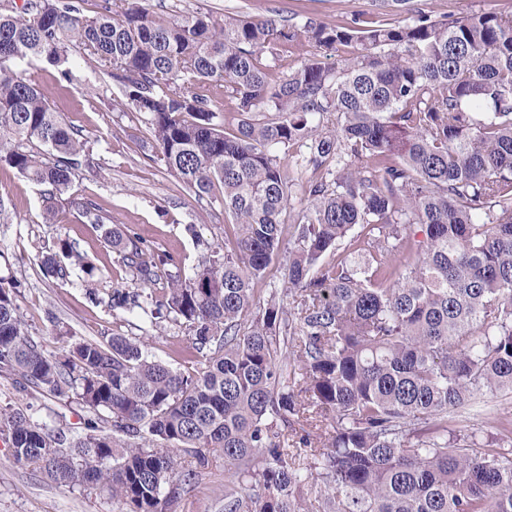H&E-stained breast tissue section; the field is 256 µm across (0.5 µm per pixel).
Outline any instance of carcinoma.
Returning a JSON list of instances; mask_svg holds the SVG:
<instances>
[{
	"instance_id": "cac0c4a2",
	"label": "carcinoma",
	"mask_w": 512,
	"mask_h": 512,
	"mask_svg": "<svg viewBox=\"0 0 512 512\" xmlns=\"http://www.w3.org/2000/svg\"><path fill=\"white\" fill-rule=\"evenodd\" d=\"M122 2L93 16L72 0L0 11V164L45 187L55 222L86 145L5 62L69 80L78 44L143 116L168 174L198 199L220 187L234 219L224 256L165 288L170 255L104 231L137 281L113 287L109 307L174 315L205 367L174 371L143 336L47 353L0 280V373L91 414L72 441L0 409V439L58 484L107 491L119 512H173L214 451L230 472L224 512H512V417L491 442L448 436L472 395L512 391V15L446 20L381 0L390 12L351 26L233 13L161 23ZM306 43L315 52L285 72L263 64ZM199 84L224 87L235 128ZM291 149L315 173L294 215L279 161ZM289 217L284 287L259 302ZM342 245L360 262L321 263ZM63 257L93 274L65 240L45 272L66 277ZM308 484L311 502L298 495Z\"/></svg>"
}]
</instances>
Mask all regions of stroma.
<instances>
[{
	"mask_svg": "<svg viewBox=\"0 0 512 512\" xmlns=\"http://www.w3.org/2000/svg\"><path fill=\"white\" fill-rule=\"evenodd\" d=\"M434 16L461 17L487 11L512 14V0H415ZM150 16L179 21L199 14L215 17L241 12L250 17L274 16L304 24L316 19L349 24L357 13L371 14V0H139ZM71 80L43 64L31 65L50 106L80 132L89 163L78 171L58 202L56 223L44 221L41 186L15 169L0 166V197L7 216L0 219V278L20 284L19 311L43 348L56 352L78 342H104L110 336L150 335V353L170 368L192 372L200 366L188 354L190 337L174 320L151 324L143 314L112 312L107 303L94 304L87 289L107 296L112 286L134 287L131 272L104 243V225L129 227L147 245L174 258L171 274L190 277L205 257L197 239L223 244L232 221L219 205L195 198L183 184L167 175L154 158L152 142L137 113L123 107L121 88L102 70L71 57ZM103 224H95V217ZM66 240L95 267L94 276L73 271L61 281L44 273L41 260ZM20 408L50 423L66 435L83 432L88 418L76 404L34 391L16 389L0 375V407ZM512 416L511 393L476 395L465 413L450 418L454 432L476 433L488 441L491 421ZM224 455H209V466L194 489L182 494L174 512H224ZM104 492L84 485L61 486L32 465L18 463L0 442V512H116Z\"/></svg>",
	"mask_w": 512,
	"mask_h": 512,
	"instance_id": "obj_1",
	"label": "stroma"
}]
</instances>
